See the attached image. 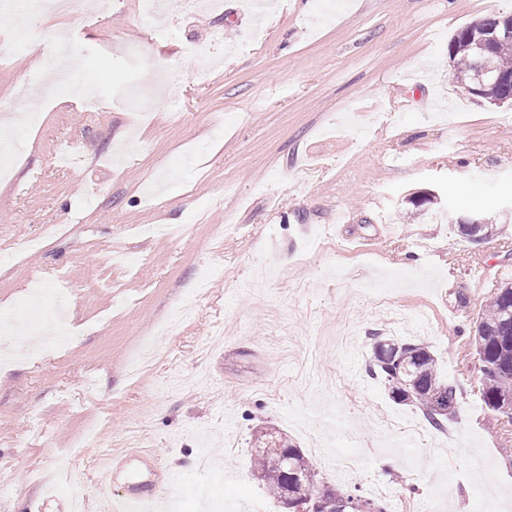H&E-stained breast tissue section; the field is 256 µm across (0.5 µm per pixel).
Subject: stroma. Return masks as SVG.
I'll use <instances>...</instances> for the list:
<instances>
[{
	"label": "stroma",
	"instance_id": "1",
	"mask_svg": "<svg viewBox=\"0 0 512 512\" xmlns=\"http://www.w3.org/2000/svg\"><path fill=\"white\" fill-rule=\"evenodd\" d=\"M222 3L152 18L112 0L94 20L16 0L72 63L0 151V345L20 353L0 363V512H68L136 444L174 468L178 512H279L253 473L263 428L390 510L512 512V423L482 404L473 346L512 223L475 246L455 222L512 202V105L471 95L448 56L512 0H291L263 25L253 0ZM39 61L0 60V107L26 109ZM60 288L79 342L25 357L20 325ZM375 336L429 346L458 388L443 453L434 430L387 427L421 412L367 374Z\"/></svg>",
	"mask_w": 512,
	"mask_h": 512
}]
</instances>
